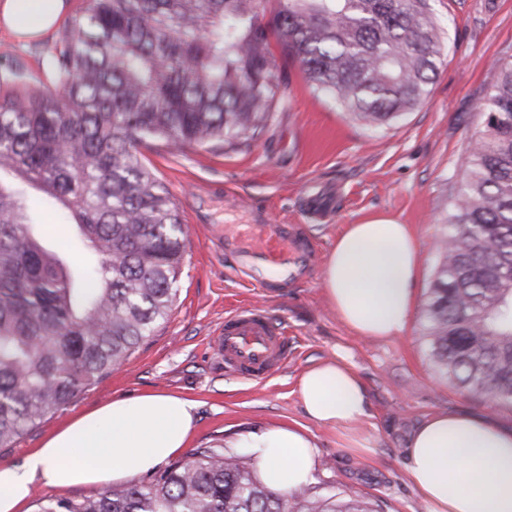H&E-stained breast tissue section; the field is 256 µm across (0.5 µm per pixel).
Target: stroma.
<instances>
[{
    "instance_id": "35a3bbf8",
    "label": "stroma",
    "mask_w": 512,
    "mask_h": 512,
    "mask_svg": "<svg viewBox=\"0 0 512 512\" xmlns=\"http://www.w3.org/2000/svg\"><path fill=\"white\" fill-rule=\"evenodd\" d=\"M71 10L42 37L18 41L0 31V76L20 66L28 87L50 85L47 58L86 6ZM445 34V58L423 104L378 126L315 92L298 63L282 61L286 106L251 145L148 152L185 232L186 252L172 311L118 370L74 402L0 448V464H18L72 417L116 398L145 392L194 401L189 449L220 448L251 457L246 440L286 425L316 445L311 486L321 495L350 490L377 512H426L406 477L408 440L427 417L467 411L512 426V404L461 390L434 365L422 309L445 234L448 194L471 140L483 126L480 106L498 65L512 62V0H431ZM385 215L409 225L420 271L405 333L354 336L328 304L323 271L346 225ZM243 224H266L288 239V275L259 287L245 263L254 252ZM263 307L288 327V362L257 384L224 373L215 336L232 308ZM342 357L360 376L368 415L353 429H329L305 413L296 391L312 362Z\"/></svg>"
}]
</instances>
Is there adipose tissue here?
Segmentation results:
<instances>
[{
  "label": "adipose tissue",
  "instance_id": "1",
  "mask_svg": "<svg viewBox=\"0 0 512 512\" xmlns=\"http://www.w3.org/2000/svg\"><path fill=\"white\" fill-rule=\"evenodd\" d=\"M68 11L67 0H0V28L42 35ZM419 248L409 225L374 218L347 225L323 272L328 300L358 337L405 330L414 303ZM297 393L316 423L349 429L367 415L364 385L340 358L308 367ZM192 401L162 393L115 399L70 421L22 464L0 465V512H28L34 485L101 487L153 470L186 449ZM268 485L293 491L311 478L315 445L303 431L278 427L250 440ZM410 483L427 512H512V429L489 417L436 413L407 447Z\"/></svg>",
  "mask_w": 512,
  "mask_h": 512
}]
</instances>
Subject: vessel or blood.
I'll use <instances>...</instances> for the list:
<instances>
[{
    "instance_id": "b4317fda",
    "label": "vessel or blood",
    "mask_w": 512,
    "mask_h": 512,
    "mask_svg": "<svg viewBox=\"0 0 512 512\" xmlns=\"http://www.w3.org/2000/svg\"><path fill=\"white\" fill-rule=\"evenodd\" d=\"M263 251L284 252L287 240L267 225L249 224L241 229ZM216 348L226 373L262 383L273 377L288 359V329L274 322L266 311L247 306L228 313L217 334Z\"/></svg>"
}]
</instances>
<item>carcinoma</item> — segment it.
<instances>
[{"label":"carcinoma","mask_w":512,"mask_h":512,"mask_svg":"<svg viewBox=\"0 0 512 512\" xmlns=\"http://www.w3.org/2000/svg\"><path fill=\"white\" fill-rule=\"evenodd\" d=\"M88 0L47 65L53 87L0 96V448L66 408L153 335L175 302L182 221L143 150L251 144L285 107L276 43L316 92L380 125L417 108L443 54L430 0ZM451 194L423 308L448 382L512 404V63ZM59 207L70 249L38 207ZM36 512H374L343 490L263 483L198 448Z\"/></svg>","instance_id":"carcinoma-1"}]
</instances>
